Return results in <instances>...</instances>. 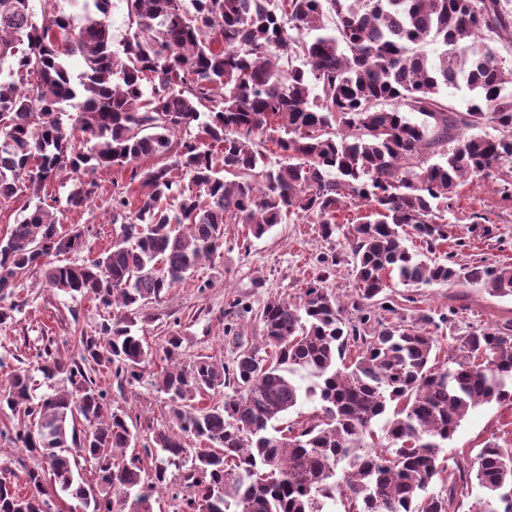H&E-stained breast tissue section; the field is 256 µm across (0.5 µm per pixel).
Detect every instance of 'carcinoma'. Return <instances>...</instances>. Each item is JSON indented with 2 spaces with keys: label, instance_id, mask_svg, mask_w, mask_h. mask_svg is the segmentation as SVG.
<instances>
[{
  "label": "carcinoma",
  "instance_id": "1",
  "mask_svg": "<svg viewBox=\"0 0 512 512\" xmlns=\"http://www.w3.org/2000/svg\"><path fill=\"white\" fill-rule=\"evenodd\" d=\"M31 2L0 0V204L28 195L0 240V328L30 270L48 291L91 297L113 317L75 356L38 352L53 392L34 399L23 368L0 388V409L18 418L12 441L38 459L29 492L0 479V512H52L61 493L89 512H153L177 463L191 490L182 512H327L329 501L344 512H455L454 487H428L469 410L512 405V324L445 349L435 329L454 311L407 324L386 289L464 281L512 296L511 265L457 268L404 244L413 236L431 252L447 241L458 184L512 163V66L492 46L512 41L503 0H122L117 48L113 0H67L80 21L60 0H39L38 13ZM449 88L464 92V108L448 104ZM392 100L409 112L381 108ZM484 126L499 135L459 134ZM429 156L440 161L425 167ZM128 168L140 196L112 197V245L88 263H56L83 231L69 235L64 214L42 205L47 183L75 175L66 203L77 208L94 194L90 175ZM352 204L371 219L345 233L351 301L322 286L340 262L333 252L296 300L266 302L262 347L240 344L229 364L183 363L180 337L157 349L133 331L144 306L218 253L224 225L260 239L294 214L330 239ZM159 355L167 366L153 386L168 395L170 425L145 449L156 456L148 473L126 455L138 441L128 415L90 370L133 385ZM303 400L319 403L317 420L282 424ZM187 437L198 447L185 448ZM455 468L474 475L477 512H512L511 450L488 440Z\"/></svg>",
  "mask_w": 512,
  "mask_h": 512
}]
</instances>
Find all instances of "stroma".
I'll list each match as a JSON object with an SVG mask.
<instances>
[{
  "instance_id": "1",
  "label": "stroma",
  "mask_w": 512,
  "mask_h": 512,
  "mask_svg": "<svg viewBox=\"0 0 512 512\" xmlns=\"http://www.w3.org/2000/svg\"><path fill=\"white\" fill-rule=\"evenodd\" d=\"M129 173L97 171L95 193L89 206L69 208L65 221L86 230L83 248L68 253L67 261L83 263L97 257L112 243V197L129 182ZM506 173L495 177L471 178L461 184L453 199L449 219L453 224L448 241L439 245V260L454 259L456 265H512V198L504 192ZM340 257L326 288L340 300L355 295L357 282L352 273L351 252L342 233L322 238L319 225L291 216L267 235L249 237L245 225L224 227V245L212 260L190 271L164 298L147 305L138 322L149 343L161 346L165 336L177 334L182 341V359L191 361L207 355L231 362L239 341L260 344L263 324L259 312L272 297L293 298L316 278L323 254ZM23 305L11 328L0 330V385L16 367L28 369L33 396L49 392L50 384L38 369L36 353L45 342H53L62 353H75L79 340L97 335L112 311L90 298L53 294L29 275L18 288ZM390 297L402 309L405 319L419 311L452 312L450 323L440 325L437 335L442 346L455 345L458 337L472 331L512 322V296L490 295L479 283L433 285L408 288L392 285ZM247 304L233 334H225L224 313L233 300ZM97 384L108 393L113 408L125 411L128 424L140 444L151 441L154 431L168 428L169 406L165 394L157 392L150 379L129 385L105 370L94 374ZM17 420L0 411V479L24 485L25 472L36 461L24 449L15 447L10 435ZM512 449V408L490 403L471 409L462 419L447 448L441 452L448 466L443 478L457 483V512H474L478 488L458 484L456 459L474 458L488 440Z\"/></svg>"
}]
</instances>
